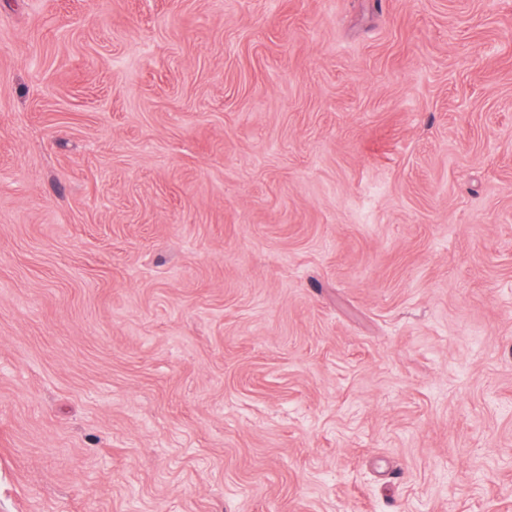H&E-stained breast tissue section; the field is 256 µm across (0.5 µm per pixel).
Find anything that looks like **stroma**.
I'll list each match as a JSON object with an SVG mask.
<instances>
[{
	"instance_id": "1",
	"label": "stroma",
	"mask_w": 512,
	"mask_h": 512,
	"mask_svg": "<svg viewBox=\"0 0 512 512\" xmlns=\"http://www.w3.org/2000/svg\"><path fill=\"white\" fill-rule=\"evenodd\" d=\"M0 512H512V0H0Z\"/></svg>"
}]
</instances>
